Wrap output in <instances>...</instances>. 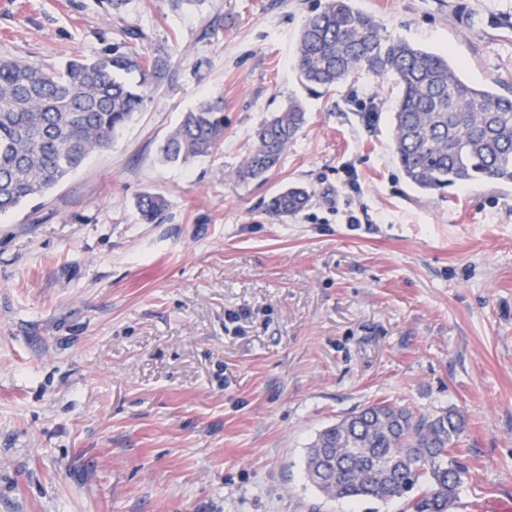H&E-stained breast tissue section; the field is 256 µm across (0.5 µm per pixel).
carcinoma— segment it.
<instances>
[{
  "mask_svg": "<svg viewBox=\"0 0 512 512\" xmlns=\"http://www.w3.org/2000/svg\"><path fill=\"white\" fill-rule=\"evenodd\" d=\"M295 63L307 90L324 91L359 70L393 79L392 148L407 182L445 196L473 183L512 184V95L466 81L448 55L383 35L353 0H325L300 31ZM167 62L119 52L74 56L55 69L0 58V213L42 197L143 111ZM307 123L292 100L254 133L240 175L275 168ZM224 142V103L211 97L183 113L165 138L163 161L186 164ZM310 194L292 187L273 196L277 216L303 210ZM167 201L145 193L137 209L154 223ZM463 432L457 412L418 415L385 400L321 430L307 448L305 479L331 500H405L408 512H450L464 483L452 452Z\"/></svg>",
  "mask_w": 512,
  "mask_h": 512,
  "instance_id": "carcinoma-1",
  "label": "carcinoma"
}]
</instances>
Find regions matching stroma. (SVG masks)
I'll list each match as a JSON object with an SVG mask.
<instances>
[{
    "label": "stroma",
    "instance_id": "stroma-1",
    "mask_svg": "<svg viewBox=\"0 0 512 512\" xmlns=\"http://www.w3.org/2000/svg\"><path fill=\"white\" fill-rule=\"evenodd\" d=\"M318 2L0 0V57L167 62L108 150L0 216V512H403L327 499L303 474L320 430L381 400L461 415L452 512L512 497V186H410L388 78L309 94L294 60ZM354 4L512 91V0ZM211 96L223 144L161 162ZM292 98L303 130L242 179ZM292 185L307 206L273 216ZM146 192L167 200L153 224ZM166 207V199L157 193H145L137 200V209L141 220L145 224L154 223L165 211Z\"/></svg>",
    "mask_w": 512,
    "mask_h": 512
}]
</instances>
